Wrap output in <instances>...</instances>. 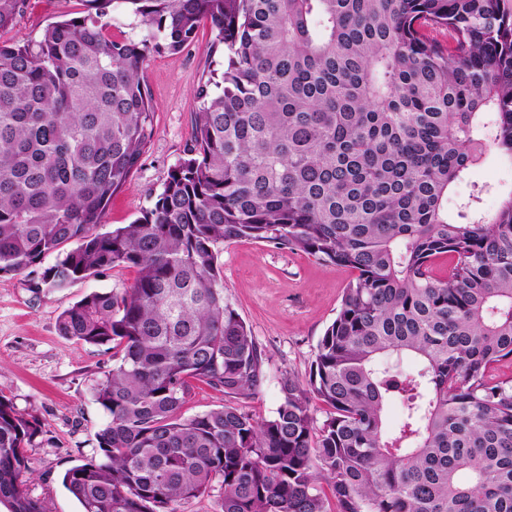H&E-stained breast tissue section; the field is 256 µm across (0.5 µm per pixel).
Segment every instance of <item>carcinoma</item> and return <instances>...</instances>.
Wrapping results in <instances>:
<instances>
[{
  "label": "carcinoma",
  "mask_w": 512,
  "mask_h": 512,
  "mask_svg": "<svg viewBox=\"0 0 512 512\" xmlns=\"http://www.w3.org/2000/svg\"><path fill=\"white\" fill-rule=\"evenodd\" d=\"M84 2L35 42L0 40V274L40 266L65 289L136 271L57 320L112 349L99 458L62 478L82 512H178L210 493L219 512H328L324 483L334 512H512V191L492 214L481 188L448 213L488 150L512 163V0ZM24 5L0 0V34ZM119 6L142 39L108 34ZM206 22L224 67L197 91L186 156L141 216L97 232L153 136L146 62ZM242 239L355 273L308 388L284 379L269 419L241 405L265 355L216 250ZM197 383L224 405L185 417ZM38 432L0 397L10 512H45L23 489Z\"/></svg>",
  "instance_id": "carcinoma-1"
}]
</instances>
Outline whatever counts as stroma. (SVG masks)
Instances as JSON below:
<instances>
[{
    "label": "stroma",
    "instance_id": "obj_1",
    "mask_svg": "<svg viewBox=\"0 0 512 512\" xmlns=\"http://www.w3.org/2000/svg\"><path fill=\"white\" fill-rule=\"evenodd\" d=\"M83 9L82 0H27L8 37L39 39L48 24ZM212 38L205 25L197 41L182 51L151 55L144 76L155 105L153 137L128 186L113 196L100 231L139 217L161 192L168 169L183 157L196 89L209 70L223 64L222 56L210 53ZM477 185L487 186L482 207L494 212L503 193L512 189V164L488 152L455 186L449 206ZM217 250L224 295L266 355L265 382L244 406L256 418L268 419L282 402L283 378L307 385L317 343L334 320L352 274L305 253L251 240L221 243ZM40 277L37 266L0 275V396L39 426L27 449L33 468L24 485L27 496L41 502L46 512H81L62 477L95 455L96 434L108 416L92 388L111 368L112 351L60 336L57 318L89 292L129 287L136 272L117 268L63 290L45 287Z\"/></svg>",
    "mask_w": 512,
    "mask_h": 512
}]
</instances>
